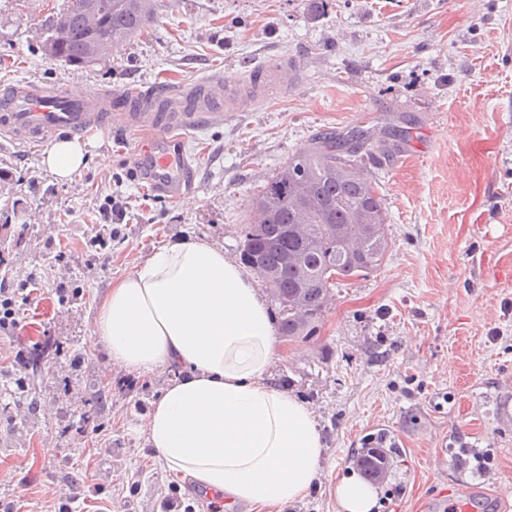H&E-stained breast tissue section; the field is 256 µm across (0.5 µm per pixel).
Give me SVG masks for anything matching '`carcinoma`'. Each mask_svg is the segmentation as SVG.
I'll return each instance as SVG.
<instances>
[{"label": "carcinoma", "instance_id": "carcinoma-1", "mask_svg": "<svg viewBox=\"0 0 512 512\" xmlns=\"http://www.w3.org/2000/svg\"><path fill=\"white\" fill-rule=\"evenodd\" d=\"M99 22L87 24L88 5ZM156 9L142 0H68L54 17L46 40L53 58L67 66L88 67L85 46L93 36L122 44L145 31ZM385 154L383 141L361 126L342 137H328L310 152L288 161L254 203L239 258L260 282L275 276L270 294L279 336L314 340L333 288L344 279L377 269L388 247L387 216L375 180L358 165V153ZM359 229L351 248L336 228Z\"/></svg>", "mask_w": 512, "mask_h": 512}]
</instances>
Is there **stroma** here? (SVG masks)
Returning <instances> with one entry per match:
<instances>
[{
  "label": "stroma",
  "mask_w": 512,
  "mask_h": 512,
  "mask_svg": "<svg viewBox=\"0 0 512 512\" xmlns=\"http://www.w3.org/2000/svg\"><path fill=\"white\" fill-rule=\"evenodd\" d=\"M66 0H0V85L72 95L159 90L211 73L247 81L285 54L302 72L224 121L186 131L202 174L176 200L149 195L120 124L83 135L84 168L61 182L43 151L0 135V281L21 333L0 331V503L14 512H216L167 471L144 426L170 376L111 364L98 306L175 238L237 255L253 201L325 133L383 134L367 161L387 215L377 270L341 281L317 341L279 339L274 381L313 410L322 469L279 512H341L356 449L396 448L378 512H425L465 465L486 512H512V0H160L154 21L86 68L45 55ZM125 217L94 246L99 209ZM34 302H26V295ZM23 353L25 368L14 357Z\"/></svg>",
  "instance_id": "35a3bbf8"
}]
</instances>
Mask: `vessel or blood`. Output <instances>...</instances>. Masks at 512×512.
Here are the masks:
<instances>
[{
	"label": "vessel or blood",
	"mask_w": 512,
	"mask_h": 512,
	"mask_svg": "<svg viewBox=\"0 0 512 512\" xmlns=\"http://www.w3.org/2000/svg\"><path fill=\"white\" fill-rule=\"evenodd\" d=\"M299 71L291 58L282 56L255 69L248 82L209 77L192 87L161 90L158 106L141 93L123 91L75 97L61 90H45L22 81L0 90V128L26 144L38 146L56 134L82 135L112 126L113 102H124L127 128L145 130L137 143L134 164L151 190L175 200L198 176L188 160L182 133L206 119H220L266 97L268 87L287 88ZM447 512H480L466 482L444 489Z\"/></svg>",
	"instance_id": "vessel-or-blood-1"
}]
</instances>
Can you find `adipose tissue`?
<instances>
[{"instance_id":"ef3b65f1","label":"adipose tissue","mask_w":512,"mask_h":512,"mask_svg":"<svg viewBox=\"0 0 512 512\" xmlns=\"http://www.w3.org/2000/svg\"><path fill=\"white\" fill-rule=\"evenodd\" d=\"M85 145L61 139L43 163L58 180L85 165ZM95 334L111 361L143 375L174 373L145 431L168 471L190 486L239 502L303 499L321 469L313 411L270 381L278 342L245 268L206 240H173L109 288ZM343 512H373L378 494L342 476Z\"/></svg>"}]
</instances>
